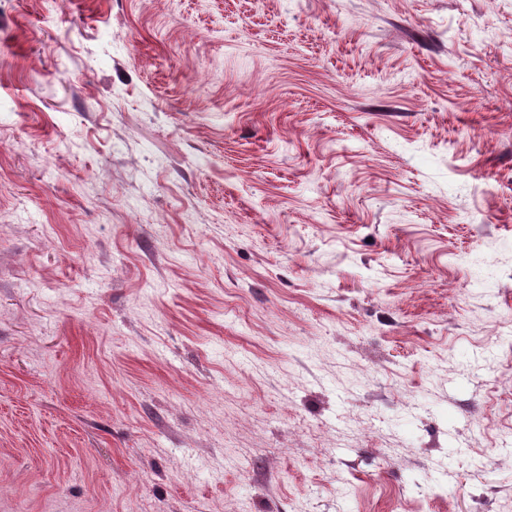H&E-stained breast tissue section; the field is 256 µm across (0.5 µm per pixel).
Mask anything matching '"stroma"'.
Here are the masks:
<instances>
[{"mask_svg": "<svg viewBox=\"0 0 512 512\" xmlns=\"http://www.w3.org/2000/svg\"><path fill=\"white\" fill-rule=\"evenodd\" d=\"M0 512H512V0H0Z\"/></svg>", "mask_w": 512, "mask_h": 512, "instance_id": "obj_1", "label": "stroma"}]
</instances>
